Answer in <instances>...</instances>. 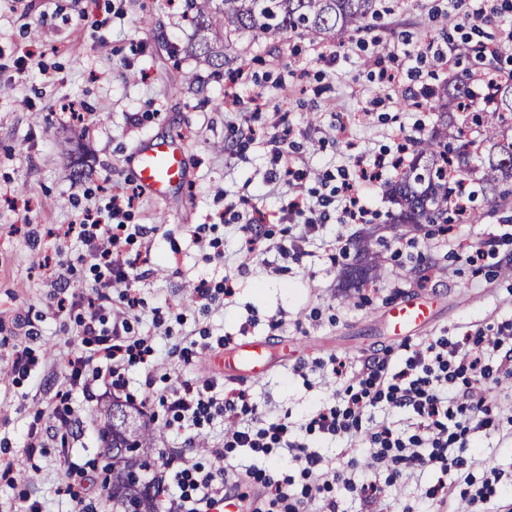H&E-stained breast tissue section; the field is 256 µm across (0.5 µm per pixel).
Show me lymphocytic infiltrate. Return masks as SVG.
I'll return each instance as SVG.
<instances>
[{
    "label": "lymphocytic infiltrate",
    "instance_id": "obj_1",
    "mask_svg": "<svg viewBox=\"0 0 512 512\" xmlns=\"http://www.w3.org/2000/svg\"><path fill=\"white\" fill-rule=\"evenodd\" d=\"M371 167L386 170L385 155L375 156L370 162L358 160L353 177L314 200L301 188L306 170H274L266 180L287 182L289 191L282 205L285 220L312 231L332 219L340 224L366 223L370 210L356 185L366 182ZM140 195L136 188L114 193L105 207L84 208L65 229L66 235L76 236L81 243L79 259L94 271L96 285L88 293L73 292L67 281H59L56 309L74 315L77 335L95 337L96 349L91 354L71 351L63 357L65 389L60 394V406L52 413L55 425L67 427L75 420L68 403L71 391H80L90 401L99 391L125 388L128 365L145 362L151 353L150 348L137 350L128 342L130 318L142 301L134 287L138 279L135 266L125 258L124 246L134 237L147 234L148 229L123 223L122 217ZM509 344L511 322L491 335L481 329L459 339L441 336L408 351L398 369L391 366L389 358H372L348 384L343 381L345 362L336 361L332 372L343 385L337 389L334 403L314 410L308 428L340 438L351 451H367L374 463L389 469L395 479L417 476L429 467L439 470L445 479L426 489V499L445 505L456 496L470 507L490 502L496 494L495 484L489 480L475 484L473 461L466 451L474 430L494 428L500 422L481 391L512 375V367L506 363L494 366L487 360L488 352ZM459 380L464 381V390H456ZM163 402L174 421L191 431L200 429L218 413L236 421L226 434L224 448L211 449L213 465L182 454L167 458L156 477L166 512H207L210 501L224 493L216 481L224 473L222 462L228 447L287 449L292 461L301 463V472L307 478L320 462L305 445L289 442L287 424H263L245 393L224 398L212 383L184 380ZM376 408L412 411L419 420L417 434L402 436L386 417L367 420V413ZM255 479L279 512H303L305 501L322 490L321 485L307 481L299 494L292 496L287 479L262 470Z\"/></svg>",
    "mask_w": 512,
    "mask_h": 512
}]
</instances>
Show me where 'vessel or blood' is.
Returning a JSON list of instances; mask_svg holds the SVG:
<instances>
[{
    "label": "vessel or blood",
    "mask_w": 512,
    "mask_h": 512,
    "mask_svg": "<svg viewBox=\"0 0 512 512\" xmlns=\"http://www.w3.org/2000/svg\"><path fill=\"white\" fill-rule=\"evenodd\" d=\"M187 180L185 148L174 139L149 138L136 151L134 181L145 194L156 200H164L171 191L184 185ZM432 307L428 303L407 299L390 307L387 321L395 338L403 339L428 322ZM217 367L224 371L227 381L240 377H264L273 357L266 342L243 339L233 348L214 358Z\"/></svg>",
    "instance_id": "obj_1"
}]
</instances>
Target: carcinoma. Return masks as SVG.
<instances>
[{
	"instance_id": "cac0c4a2",
	"label": "carcinoma",
	"mask_w": 512,
	"mask_h": 512,
	"mask_svg": "<svg viewBox=\"0 0 512 512\" xmlns=\"http://www.w3.org/2000/svg\"><path fill=\"white\" fill-rule=\"evenodd\" d=\"M192 17L195 55L212 74L224 70V52L214 43L232 32L285 35L299 32L320 41L343 42L363 28L375 14L376 0H185ZM439 116L455 114L453 132L435 128L414 142L412 157L400 163L389 190L399 205L395 224H446L448 214L459 221L481 216L478 196L494 208L512 205V78L494 81L487 73L461 76L436 94ZM478 146L469 149L465 130ZM356 265L347 271L351 285L367 272L371 255L367 244H356ZM127 411L134 418L130 428L114 424L113 411ZM98 439L112 459V512H124L132 502L136 512H158V489L150 483L135 487L134 473L152 465L154 433L138 408L112 402L101 413Z\"/></svg>"
}]
</instances>
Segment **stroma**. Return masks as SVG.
I'll list each match as a JSON object with an SVG mask.
<instances>
[{
    "label": "stroma",
    "instance_id": "1",
    "mask_svg": "<svg viewBox=\"0 0 512 512\" xmlns=\"http://www.w3.org/2000/svg\"><path fill=\"white\" fill-rule=\"evenodd\" d=\"M379 17L369 32L352 34L326 47L311 37L233 34L224 56L243 73L234 87L236 111L224 108L225 79L214 78L189 52L194 28L185 0H0V364L16 350L28 349L30 375H0V459L31 473L15 485L0 482V512H22L36 500L43 512H71L62 491L60 456L85 464L102 459L97 423L79 439L42 419L62 388L61 358L82 350L71 333L73 319L56 315L48 267L71 266L72 286L91 285L94 273L78 255L79 242L60 244L53 233L85 207L105 206L112 190L132 185L136 148L149 136H172L188 151L190 180L167 200L142 196L127 223L152 227L126 247L128 257H146L136 284L143 306L133 317L134 338L146 340L149 364L129 368L125 391L117 400L142 406L153 428L155 446L164 455L201 457L190 434L169 424L159 399L182 379L210 381L218 390L246 392L268 421L288 424V437L303 442L328 469L345 466L343 443L320 432L303 431L309 413L332 401L338 384L330 358L346 360L356 375L373 357L398 342L385 314L394 303L423 298L435 317L413 333L410 344L437 336H464L477 329L512 322V222L486 212L477 223H458L448 234L436 226L391 227L396 210L383 185L361 187L372 216L365 224L325 225L313 236L283 221L281 188L264 186L274 167L268 144L284 136L285 162L307 169L303 191L310 196L342 182L357 157L393 148L395 140L426 136L437 120L431 91L448 83L465 66L451 57L438 66L425 60L421 77L409 75L405 59H381L382 48L407 41L411 51L447 49L449 39L470 34L459 0H378ZM458 29H449V22ZM28 56L29 71L16 79L14 61ZM401 73L400 82L382 80V70ZM419 92L412 107L405 87ZM262 93V111L250 98ZM82 108L84 124L70 121L61 106ZM88 167L86 177L72 175L74 161ZM264 216L265 238L253 255L239 257L242 232L224 223L226 208ZM202 230L204 244L193 239ZM371 234L375 266L364 287H351L346 269L354 264L352 239ZM498 243L476 264L466 255L490 238ZM298 246L301 257L283 256L281 247ZM235 293L224 297L225 276ZM205 283L212 305L199 302L193 284ZM161 323H154V315ZM253 336L273 351L289 341H311L310 350L277 363L264 378L226 382L221 370L203 372L186 364L181 348L189 342L221 352L220 341ZM505 422L474 434L481 464L476 478L490 470L501 474L503 493L490 512H512V378L489 394ZM42 432L45 449L35 460L23 452L30 426ZM222 416L204 424L209 445L224 450V476L246 499L250 512H266L244 471L283 462L288 451L228 448ZM357 471L378 479L380 493L366 498L335 490L339 512H403L418 506L425 490L441 480L434 469L415 479L387 481L375 473L368 455H359Z\"/></svg>",
    "mask_w": 512,
    "mask_h": 512
}]
</instances>
